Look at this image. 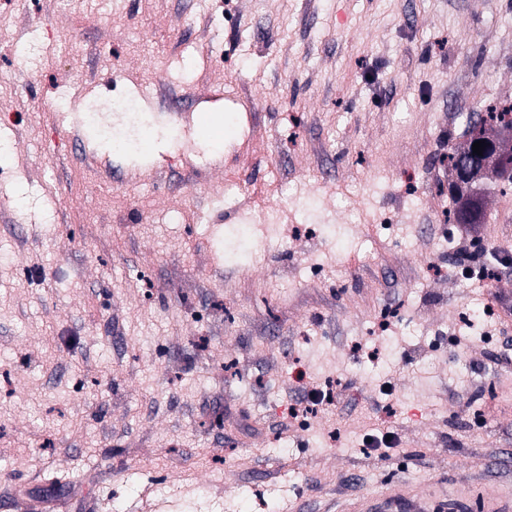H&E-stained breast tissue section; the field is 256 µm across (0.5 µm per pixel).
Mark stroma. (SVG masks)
<instances>
[{"label":"stroma","instance_id":"1","mask_svg":"<svg viewBox=\"0 0 512 512\" xmlns=\"http://www.w3.org/2000/svg\"><path fill=\"white\" fill-rule=\"evenodd\" d=\"M141 96L142 117L115 107ZM512 100V0H0V495L55 512L478 498L512 449V193L471 235L441 158ZM159 144L86 151L61 101ZM221 111L239 198L173 127ZM415 170L417 186L400 177ZM333 404L283 430L307 392ZM392 433L391 447L366 438Z\"/></svg>","mask_w":512,"mask_h":512}]
</instances>
